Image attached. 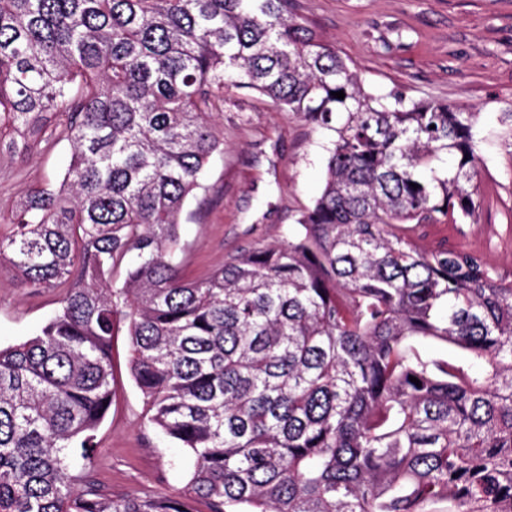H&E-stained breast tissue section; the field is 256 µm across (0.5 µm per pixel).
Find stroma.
Instances as JSON below:
<instances>
[{
  "label": "stroma",
  "instance_id": "1",
  "mask_svg": "<svg viewBox=\"0 0 512 512\" xmlns=\"http://www.w3.org/2000/svg\"><path fill=\"white\" fill-rule=\"evenodd\" d=\"M298 15L358 70L364 88L399 91L476 113L481 201L473 224H424L413 237L428 249H467L512 279V157L500 117L512 112V0H294ZM224 149L210 159L205 192L180 226L185 278L197 279L250 247L295 239L298 218L320 196L334 134L276 108L266 97L229 90L214 112ZM67 141L38 147L23 160L0 151V211L29 188L57 177ZM58 291L29 293L0 261V348L35 336L57 309ZM126 336L114 341L116 395L98 431L89 476L116 494L181 491L191 470L179 444L145 419L129 373Z\"/></svg>",
  "mask_w": 512,
  "mask_h": 512
}]
</instances>
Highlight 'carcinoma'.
I'll return each mask as SVG.
<instances>
[{
	"mask_svg": "<svg viewBox=\"0 0 512 512\" xmlns=\"http://www.w3.org/2000/svg\"><path fill=\"white\" fill-rule=\"evenodd\" d=\"M229 88L336 139L300 238L189 281L179 226ZM474 117L368 93L291 0H0L6 151L72 149L0 213V260L61 289L0 348V512H512V281L410 234L476 222ZM123 328L149 421L192 460L180 493L72 475Z\"/></svg>",
	"mask_w": 512,
	"mask_h": 512,
	"instance_id": "cac0c4a2",
	"label": "carcinoma"
}]
</instances>
